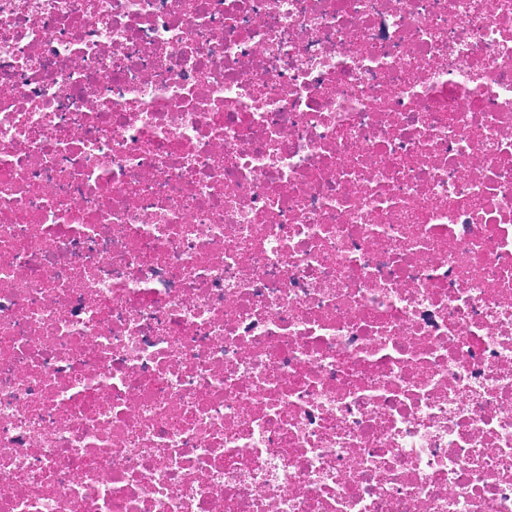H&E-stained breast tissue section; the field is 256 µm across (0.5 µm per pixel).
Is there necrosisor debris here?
I'll return each instance as SVG.
<instances>
[{"instance_id":"1","label":"necrosis or debris","mask_w":512,"mask_h":512,"mask_svg":"<svg viewBox=\"0 0 512 512\" xmlns=\"http://www.w3.org/2000/svg\"><path fill=\"white\" fill-rule=\"evenodd\" d=\"M0 512H512V0H0Z\"/></svg>"}]
</instances>
